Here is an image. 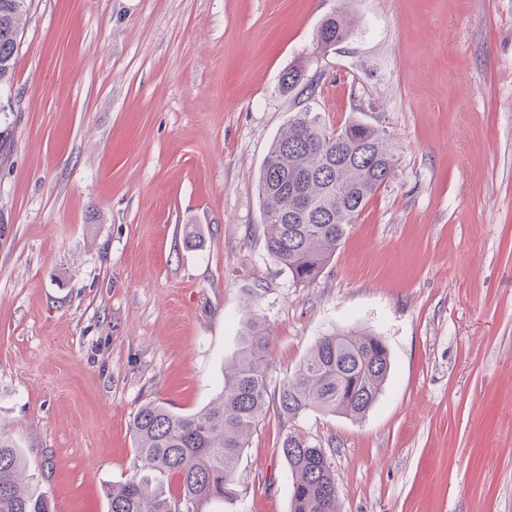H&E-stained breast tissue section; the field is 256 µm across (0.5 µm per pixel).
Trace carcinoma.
Returning a JSON list of instances; mask_svg holds the SVG:
<instances>
[{
	"mask_svg": "<svg viewBox=\"0 0 512 512\" xmlns=\"http://www.w3.org/2000/svg\"><path fill=\"white\" fill-rule=\"evenodd\" d=\"M28 2L0 0V86L10 82ZM350 34L346 15L329 16L316 31V50L335 47ZM316 83L302 66L280 78L283 91L300 96L313 94ZM394 164V146L382 130L358 120L333 128L307 109L297 113L271 144L260 171L267 252L296 282H314ZM296 194L309 201V212L293 208ZM240 336L238 355L209 407L178 413L149 402L139 409L131 431L141 465L106 491L108 512H204L208 503L224 500L226 485L268 408L265 353L272 329L252 307ZM390 370L383 337L350 330L322 336L279 388L277 410L290 419L310 411L361 419ZM279 448L292 479L289 512H338L336 482L323 449L294 431L283 435ZM25 473L22 452L0 432V512H50L47 492L25 481Z\"/></svg>",
	"mask_w": 512,
	"mask_h": 512,
	"instance_id": "obj_1",
	"label": "carcinoma"
}]
</instances>
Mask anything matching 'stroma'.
<instances>
[{
    "label": "stroma",
    "mask_w": 512,
    "mask_h": 512,
    "mask_svg": "<svg viewBox=\"0 0 512 512\" xmlns=\"http://www.w3.org/2000/svg\"><path fill=\"white\" fill-rule=\"evenodd\" d=\"M298 65L311 112L396 148L307 286L258 195ZM249 301L270 393L338 330L383 336L392 373L360 420L269 409L208 512H289L290 430L339 512H512V0H31L0 92V431L52 512H108L144 404H210ZM351 21L343 13L325 18L315 34V50L323 53L328 47H336L346 41L351 34ZM318 82L319 79H316L314 75L308 76L306 74V68L293 66L282 74L280 88L285 92L297 90V96H302L304 92L312 95Z\"/></svg>",
    "instance_id": "1"
}]
</instances>
